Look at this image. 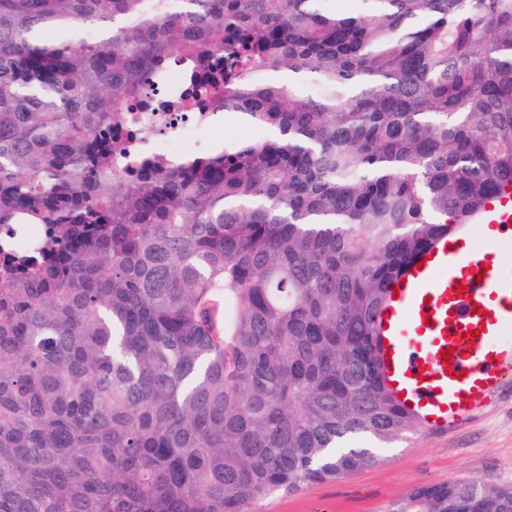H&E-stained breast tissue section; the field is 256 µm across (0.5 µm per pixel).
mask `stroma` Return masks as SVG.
Masks as SVG:
<instances>
[{
  "instance_id": "1",
  "label": "stroma",
  "mask_w": 512,
  "mask_h": 512,
  "mask_svg": "<svg viewBox=\"0 0 512 512\" xmlns=\"http://www.w3.org/2000/svg\"><path fill=\"white\" fill-rule=\"evenodd\" d=\"M377 455V463L348 478L277 492L247 512H388L425 483L474 479L512 486V378L448 431L419 427Z\"/></svg>"
}]
</instances>
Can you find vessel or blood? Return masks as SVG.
I'll return each mask as SVG.
<instances>
[{
    "label": "vessel or blood",
    "mask_w": 512,
    "mask_h": 512,
    "mask_svg": "<svg viewBox=\"0 0 512 512\" xmlns=\"http://www.w3.org/2000/svg\"><path fill=\"white\" fill-rule=\"evenodd\" d=\"M486 220L494 245L512 241V208ZM395 290L380 317L390 384L424 426L447 430L512 372V262L445 239Z\"/></svg>",
    "instance_id": "vessel-or-blood-1"
}]
</instances>
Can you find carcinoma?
I'll return each instance as SVG.
<instances>
[{
    "mask_svg": "<svg viewBox=\"0 0 512 512\" xmlns=\"http://www.w3.org/2000/svg\"><path fill=\"white\" fill-rule=\"evenodd\" d=\"M358 2L0 0V230L40 227L0 239V512H246L420 424L377 315L512 198V0ZM148 108L255 135L175 153Z\"/></svg>",
    "mask_w": 512,
    "mask_h": 512,
    "instance_id": "obj_1",
    "label": "carcinoma"
}]
</instances>
